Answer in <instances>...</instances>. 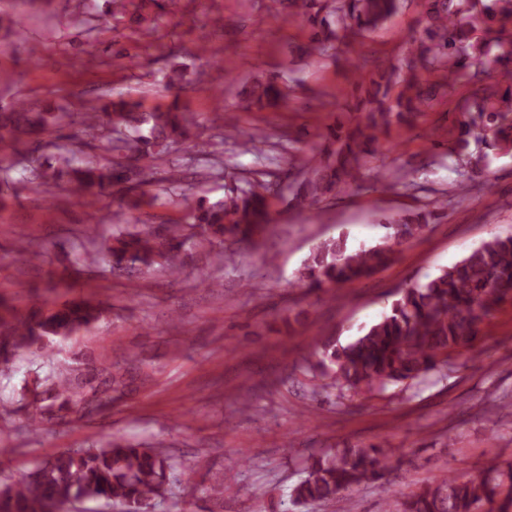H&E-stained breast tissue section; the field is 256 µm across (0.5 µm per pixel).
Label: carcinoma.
I'll list each match as a JSON object with an SVG mask.
<instances>
[{
    "mask_svg": "<svg viewBox=\"0 0 512 512\" xmlns=\"http://www.w3.org/2000/svg\"><path fill=\"white\" fill-rule=\"evenodd\" d=\"M400 2L289 0L288 7L293 21L313 29L306 53L334 57L335 42L349 46L379 29ZM423 6L425 25L410 37L396 61L369 73L363 55L348 56L360 72L357 91L364 94L356 104L359 119L327 128L325 148L307 159L302 179L286 185L297 205L312 207L361 187L363 170L379 154L380 136L395 123L413 125L438 90L451 94L462 82L471 95L462 119L448 130L446 146L458 179L443 198L468 191L473 174L485 165L486 150L512 151V0H423ZM440 71L446 72L445 82L422 86V74ZM251 99L276 105L285 93L275 82L256 78ZM66 117L61 111L34 112L19 99L1 104L0 173L11 168L22 145L50 132ZM190 124L177 96L166 108L150 112L135 100L94 106L82 113L80 134L38 163L36 178L44 187L66 181L76 199L113 189L128 210L136 211L142 198H129L122 188L134 173L128 162L163 159L173 145L190 138ZM85 139L101 143L111 162H78ZM185 210L190 228L201 233L187 234L182 224H171L163 233L148 225L120 230L107 246L112 267L130 272L135 263H160L177 276L183 246L192 238L221 263L227 248L256 242L273 220L268 188L251 179L237 181L222 202L209 205L198 199L186 203ZM433 217L434 212L427 211L390 223L382 242L358 249L349 247L344 235L323 240L304 262L299 281L319 289L369 277L390 260L393 245L421 236ZM507 300H512V235L495 236L426 283L398 290L388 311L360 327L350 341L319 338L308 369L353 396L410 385L471 353L485 320ZM105 310L103 302L79 297L20 315L0 301V364L23 349L49 353L56 341L95 323ZM135 360L128 355L85 371L65 368L37 379L33 394L39 404L30 415V426L50 431L112 403V392L127 386ZM174 469L175 463L161 450L122 439L100 448L63 449L27 479L0 487V512H62L65 505L82 498H105L124 505L125 512H151ZM387 469L376 445L311 454L304 461V477L289 498L294 505L326 506L343 492L382 479ZM396 512H512V463L503 467L492 460L465 477L450 473L421 487Z\"/></svg>",
    "mask_w": 512,
    "mask_h": 512,
    "instance_id": "cac0c4a2",
    "label": "carcinoma"
}]
</instances>
